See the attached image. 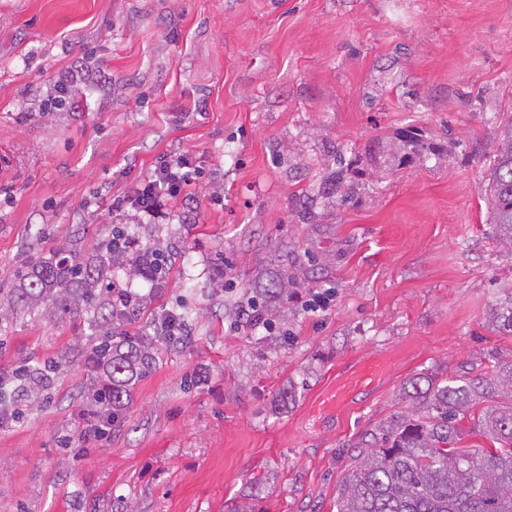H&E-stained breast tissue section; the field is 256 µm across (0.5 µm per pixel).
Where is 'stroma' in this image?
<instances>
[{
  "instance_id": "1",
  "label": "stroma",
  "mask_w": 512,
  "mask_h": 512,
  "mask_svg": "<svg viewBox=\"0 0 512 512\" xmlns=\"http://www.w3.org/2000/svg\"><path fill=\"white\" fill-rule=\"evenodd\" d=\"M63 75L69 105L47 106ZM511 116L512 0H0V283L121 225L172 270L116 287L195 312L88 438L86 322L0 310L1 374L69 357L0 419V512H335L347 446L406 410V382L512 360L487 316L512 246L485 192ZM408 127L438 155L324 194ZM170 151L205 173L194 203L111 210ZM280 245L301 286L277 334L236 326Z\"/></svg>"
}]
</instances>
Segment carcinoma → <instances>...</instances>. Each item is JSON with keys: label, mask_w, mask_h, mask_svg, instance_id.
<instances>
[{"label": "carcinoma", "mask_w": 512, "mask_h": 512, "mask_svg": "<svg viewBox=\"0 0 512 512\" xmlns=\"http://www.w3.org/2000/svg\"><path fill=\"white\" fill-rule=\"evenodd\" d=\"M402 147L380 163L393 172L430 149L419 135H400ZM489 179L495 234L512 246V120L503 126ZM347 171L328 174L331 193L342 190ZM112 234L98 253L81 260L60 248L14 271L11 287L0 288L15 310L33 314L87 317L86 359L101 369L112 407V421L132 397L135 380L156 363L154 343L130 332L145 308L123 315L112 307ZM268 283L254 292L265 311L290 287L289 278L262 269ZM489 322L512 335V288H499ZM45 374L25 365L0 376V387L28 383L39 393ZM403 398L410 411L391 417L351 446L347 472L336 495V512H512V362H493L445 379L431 376L407 383ZM478 434L491 446L469 448L465 437Z\"/></svg>", "instance_id": "cac0c4a2"}]
</instances>
